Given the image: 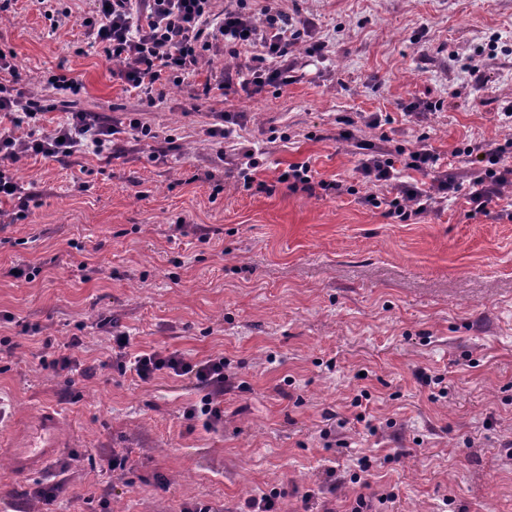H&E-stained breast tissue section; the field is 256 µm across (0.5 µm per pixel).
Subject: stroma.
Returning <instances> with one entry per match:
<instances>
[{"label": "stroma", "instance_id": "stroma-1", "mask_svg": "<svg viewBox=\"0 0 512 512\" xmlns=\"http://www.w3.org/2000/svg\"><path fill=\"white\" fill-rule=\"evenodd\" d=\"M63 3L72 14L54 24L38 0L0 13V48L13 51L22 88L57 98L46 82L65 71L83 85L78 109L140 113L180 150L153 159L152 143L124 127L120 157L12 166L32 201L17 222L13 203L0 204V512H238L270 491L280 512H344L356 493L386 491L394 512H512V185L483 211L461 193L402 224L363 204L371 184L332 198L276 181L305 161L315 180L350 176L340 115H388L383 130L356 136L383 131L396 146L428 130L445 155L512 141V0H282L329 45L325 58H301L286 90L201 96L224 68L217 51L152 104L113 79L80 27L92 0ZM417 99L444 102L422 129L402 114ZM224 112L245 114L241 141L260 152L257 177L272 192L225 177L224 144L206 134ZM24 265L39 275L11 276ZM103 314L130 353L223 358V423L186 417L207 393L195 380L122 372ZM47 336L79 337L75 354L99 363L96 376L45 369ZM45 410L69 439L43 472L14 475L7 441ZM327 412L338 426H325ZM114 452L124 469L107 467ZM361 460L365 488L350 481ZM330 467L344 484L331 486ZM60 481L53 501L23 495Z\"/></svg>", "mask_w": 512, "mask_h": 512}]
</instances>
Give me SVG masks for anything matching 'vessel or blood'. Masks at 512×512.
<instances>
[{
  "mask_svg": "<svg viewBox=\"0 0 512 512\" xmlns=\"http://www.w3.org/2000/svg\"><path fill=\"white\" fill-rule=\"evenodd\" d=\"M59 427L60 418L55 412L46 410L40 413L30 425L26 437L14 440L12 469L19 474L43 471L62 447Z\"/></svg>",
  "mask_w": 512,
  "mask_h": 512,
  "instance_id": "b4317fda",
  "label": "vessel or blood"
}]
</instances>
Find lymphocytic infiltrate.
Segmentation results:
<instances>
[{"instance_id": "1", "label": "lymphocytic infiltrate", "mask_w": 512, "mask_h": 512, "mask_svg": "<svg viewBox=\"0 0 512 512\" xmlns=\"http://www.w3.org/2000/svg\"><path fill=\"white\" fill-rule=\"evenodd\" d=\"M80 24L93 44L112 61L113 78L148 96L182 84L198 72L206 56L219 49L231 63L213 83L204 84L202 92L206 95L215 89L227 96L241 90L258 93L268 87L284 89L293 81L296 45H304V53L310 58L323 57L328 51L327 42L313 35L310 22L270 6L258 18L247 11L244 0H225L219 13L213 10V0H94L91 14ZM245 48L252 51L247 65H235V58ZM48 82L71 95L63 103L66 120L49 133L43 131L41 120L44 113L52 111V104L42 95H27L0 82V201L16 203L12 215L16 221L27 219L30 201L10 170L19 158L86 152L115 156L121 152L114 141L116 126L103 123L95 113L75 109L72 98L80 94L81 83L63 73L50 76ZM244 119L241 113L221 114L219 123L210 126L207 135L224 141V163L228 172L242 178L244 188L265 192L268 184L255 177L259 167L256 151L237 140V129ZM461 154L477 156L485 164L466 186L449 173L440 154L426 146L388 149L371 141L356 145L354 181L315 180L306 162L289 164L283 174L289 191L311 195L319 190L328 195H351L358 181L376 185L382 192L365 197L366 205L399 223L417 224L462 191L475 207L484 208L491 197L512 182L511 141L474 142ZM129 369L144 382L164 370L194 377L208 393L201 407L187 409V418L204 416L209 427L223 420L227 382L223 358L193 365L175 354L142 353L134 357Z\"/></svg>"}]
</instances>
